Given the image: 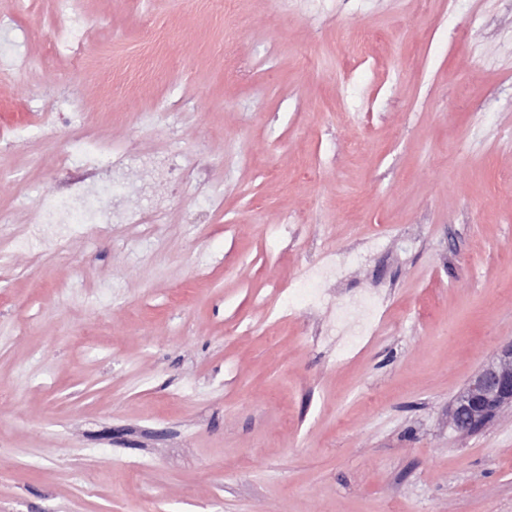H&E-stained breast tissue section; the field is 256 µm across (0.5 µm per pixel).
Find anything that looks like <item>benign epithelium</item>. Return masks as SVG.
<instances>
[{
	"mask_svg": "<svg viewBox=\"0 0 512 512\" xmlns=\"http://www.w3.org/2000/svg\"><path fill=\"white\" fill-rule=\"evenodd\" d=\"M503 407L512 408V342L467 381L448 411V422L467 436Z\"/></svg>",
	"mask_w": 512,
	"mask_h": 512,
	"instance_id": "benign-epithelium-1",
	"label": "benign epithelium"
}]
</instances>
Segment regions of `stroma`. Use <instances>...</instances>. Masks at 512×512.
Returning a JSON list of instances; mask_svg holds the SVG:
<instances>
[{
  "label": "stroma",
  "mask_w": 512,
  "mask_h": 512,
  "mask_svg": "<svg viewBox=\"0 0 512 512\" xmlns=\"http://www.w3.org/2000/svg\"><path fill=\"white\" fill-rule=\"evenodd\" d=\"M79 7L74 66L65 0H0V50L42 65L0 69V512H512V410L448 423L512 341V0ZM85 136L207 184L159 185L150 224L26 232ZM48 42L55 54L68 56L73 60L78 59L83 42V31L82 20L76 7L72 8L69 25L54 30ZM341 274L342 267L336 254L326 255L321 263L309 266L304 271L305 279L314 283L325 279H336ZM379 302L375 299L359 305L342 303L338 305L336 323L331 331L337 336V356H342L347 347L357 346L374 327Z\"/></svg>",
  "instance_id": "stroma-1"
}]
</instances>
